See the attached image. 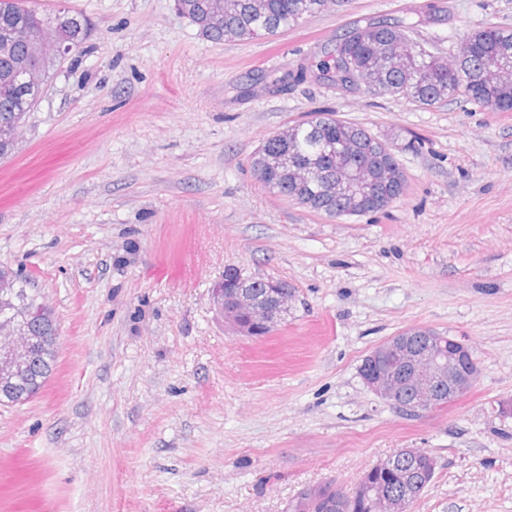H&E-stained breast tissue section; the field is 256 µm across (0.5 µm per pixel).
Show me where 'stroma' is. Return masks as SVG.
<instances>
[{
  "instance_id": "35a3bbf8",
  "label": "stroma",
  "mask_w": 512,
  "mask_h": 512,
  "mask_svg": "<svg viewBox=\"0 0 512 512\" xmlns=\"http://www.w3.org/2000/svg\"><path fill=\"white\" fill-rule=\"evenodd\" d=\"M91 24L0 160V263L53 309L58 358L0 406V512H289L380 459L435 462L411 512H512V112L270 79L358 25L416 22L456 54L512 0H341L273 38L213 41L174 0H67ZM317 110L399 146L408 190L330 218L250 158ZM295 288L262 338L219 318L228 266ZM464 340L461 398L396 413L359 367L401 331Z\"/></svg>"
}]
</instances>
